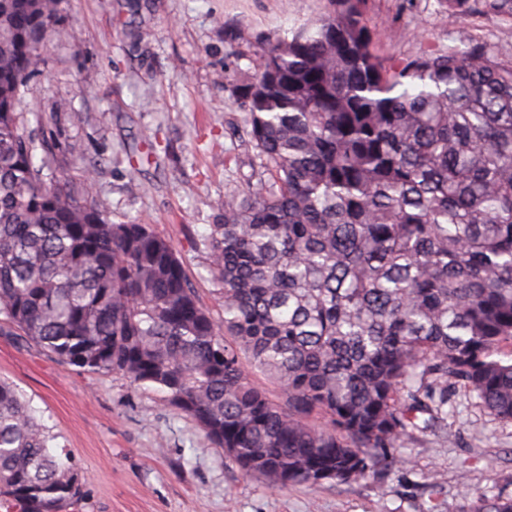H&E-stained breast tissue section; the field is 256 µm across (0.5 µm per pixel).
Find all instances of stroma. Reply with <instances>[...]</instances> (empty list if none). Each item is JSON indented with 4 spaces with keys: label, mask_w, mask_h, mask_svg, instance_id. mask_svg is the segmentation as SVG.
Listing matches in <instances>:
<instances>
[{
    "label": "stroma",
    "mask_w": 512,
    "mask_h": 512,
    "mask_svg": "<svg viewBox=\"0 0 512 512\" xmlns=\"http://www.w3.org/2000/svg\"><path fill=\"white\" fill-rule=\"evenodd\" d=\"M326 0H61L26 100L25 126L51 168L103 199L112 222L142 220L169 239L201 302L222 309L206 270L224 196L265 180L239 87L264 42ZM373 51L486 45L512 60V22L459 21L443 0H366ZM93 175H86L87 167ZM0 379L14 385L85 474L81 512H471L512 496V422L458 385L448 417L415 432L401 463L341 484L272 489L244 475L196 423L116 374L60 365L0 323Z\"/></svg>",
    "instance_id": "1"
}]
</instances>
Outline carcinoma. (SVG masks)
I'll list each match as a JSON object with an SVG mask.
<instances>
[{
    "instance_id": "obj_1",
    "label": "carcinoma",
    "mask_w": 512,
    "mask_h": 512,
    "mask_svg": "<svg viewBox=\"0 0 512 512\" xmlns=\"http://www.w3.org/2000/svg\"><path fill=\"white\" fill-rule=\"evenodd\" d=\"M61 0H0V321L58 363L117 374L271 486L350 483L447 414L448 381L512 421V64L481 45L389 66L365 0L270 39L242 85L269 184L218 207L202 306L170 241L114 223L25 130ZM512 20V0H448ZM279 387L275 402L251 379ZM0 381V503L68 512L83 474ZM472 512H512L482 495Z\"/></svg>"
}]
</instances>
